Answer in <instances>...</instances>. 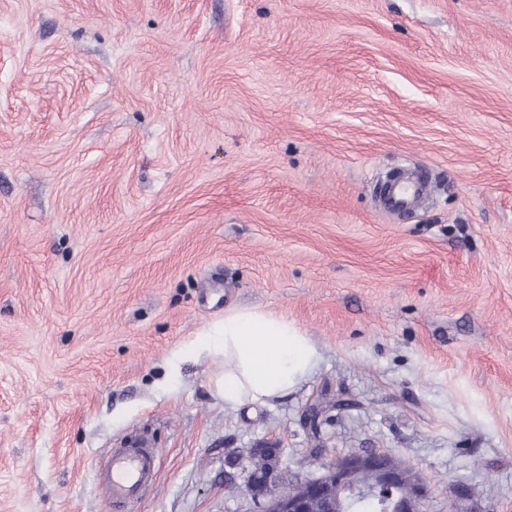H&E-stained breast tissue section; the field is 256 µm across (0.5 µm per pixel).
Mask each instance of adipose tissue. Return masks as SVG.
Instances as JSON below:
<instances>
[{"mask_svg":"<svg viewBox=\"0 0 512 512\" xmlns=\"http://www.w3.org/2000/svg\"><path fill=\"white\" fill-rule=\"evenodd\" d=\"M204 334L224 357V399L232 404L286 394L315 360L313 346L287 319L256 310H227Z\"/></svg>","mask_w":512,"mask_h":512,"instance_id":"obj_1","label":"adipose tissue"}]
</instances>
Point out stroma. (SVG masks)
I'll list each match as a JSON object with an SVG mask.
<instances>
[{
    "label": "stroma",
    "instance_id": "1",
    "mask_svg": "<svg viewBox=\"0 0 512 512\" xmlns=\"http://www.w3.org/2000/svg\"><path fill=\"white\" fill-rule=\"evenodd\" d=\"M417 167L428 203L381 209ZM240 307L317 352L264 403L202 335ZM136 434L126 512H257L254 448L512 512V0H0V512H113ZM159 450L145 441L112 448L107 462L98 470L101 491L117 512L140 499L156 482Z\"/></svg>",
    "mask_w": 512,
    "mask_h": 512
}]
</instances>
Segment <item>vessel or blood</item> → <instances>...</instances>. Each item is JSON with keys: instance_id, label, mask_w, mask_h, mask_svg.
Here are the masks:
<instances>
[{"instance_id": "vessel-or-blood-1", "label": "vessel or blood", "mask_w": 512, "mask_h": 512, "mask_svg": "<svg viewBox=\"0 0 512 512\" xmlns=\"http://www.w3.org/2000/svg\"><path fill=\"white\" fill-rule=\"evenodd\" d=\"M421 181L396 182L385 190L388 212L399 214L411 208L424 193ZM159 451L145 441H135L112 449L107 462L97 473L98 485L115 512H124L156 482Z\"/></svg>"}]
</instances>
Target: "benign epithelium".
<instances>
[{"label": "benign epithelium", "mask_w": 512, "mask_h": 512, "mask_svg": "<svg viewBox=\"0 0 512 512\" xmlns=\"http://www.w3.org/2000/svg\"><path fill=\"white\" fill-rule=\"evenodd\" d=\"M266 484L262 512H336L345 495L371 499L379 512H422L427 494L423 480L388 451L343 455L319 476L284 488L271 470Z\"/></svg>", "instance_id": "benign-epithelium-1"}]
</instances>
